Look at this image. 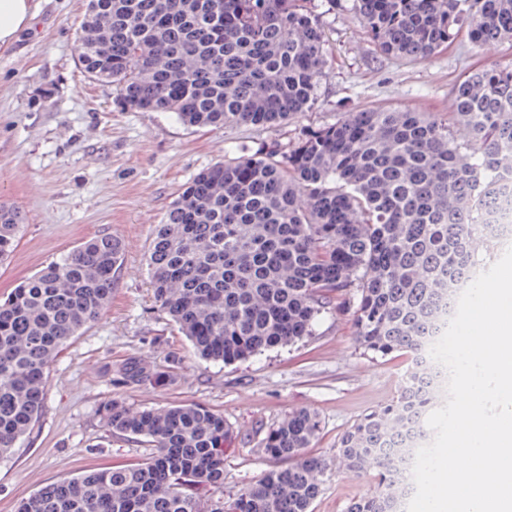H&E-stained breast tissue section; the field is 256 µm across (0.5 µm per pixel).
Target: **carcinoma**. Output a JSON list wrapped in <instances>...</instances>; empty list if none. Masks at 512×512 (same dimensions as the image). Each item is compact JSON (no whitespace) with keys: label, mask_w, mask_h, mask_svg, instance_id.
I'll list each match as a JSON object with an SVG mask.
<instances>
[{"label":"carcinoma","mask_w":512,"mask_h":512,"mask_svg":"<svg viewBox=\"0 0 512 512\" xmlns=\"http://www.w3.org/2000/svg\"><path fill=\"white\" fill-rule=\"evenodd\" d=\"M379 50L423 60L467 29L478 45L512 40V0H355ZM79 63L134 112H169L190 126L285 124L315 102L326 67L304 0H89ZM461 127L466 139L458 141ZM512 195V62L492 61L455 84L452 112H344L289 148L199 172L156 225L149 251L158 307L204 359L232 364L297 343L347 298L366 352L406 351L415 365L391 401L340 436L336 458L375 474L370 498L346 512H403L410 464L429 433L443 377L429 345L478 275L474 243L497 250L486 222ZM23 223L0 205V261ZM122 241L92 237L48 263L0 303V456L38 424L46 371L112 298ZM163 369L132 354L124 386L159 384ZM114 433L153 451L40 487L17 512H310L330 460L306 452L314 411L271 424L259 451L280 462L224 499V414L197 404L102 406Z\"/></svg>","instance_id":"carcinoma-1"}]
</instances>
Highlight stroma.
<instances>
[{
  "mask_svg": "<svg viewBox=\"0 0 512 512\" xmlns=\"http://www.w3.org/2000/svg\"><path fill=\"white\" fill-rule=\"evenodd\" d=\"M88 0H46L31 31L0 49V204L24 216L11 256L0 263V300L50 261L102 234L120 238L122 262L100 319L72 337L47 371L41 419L10 457L0 459V512L42 485L102 466L138 461L147 443L112 433L100 409L113 398L135 407L194 403L222 412L234 436L224 453V493L252 486L274 462L256 433L289 413L317 412L323 430L311 447L333 459L342 433L389 402L411 367L404 352H363L351 310L324 315L314 336L227 365L194 355L153 298L149 247L156 224L203 169L297 141L343 112L452 110V88L486 61L512 60V42L480 47L460 33L427 60L380 53L354 0H311L327 66L317 99L280 126L190 127L167 112L125 110L112 84L90 79L78 62ZM182 359L164 386L124 387L113 369L131 354ZM374 474L334 465L312 512H346L370 497Z\"/></svg>",
  "mask_w": 512,
  "mask_h": 512,
  "instance_id": "obj_1",
  "label": "stroma"
}]
</instances>
